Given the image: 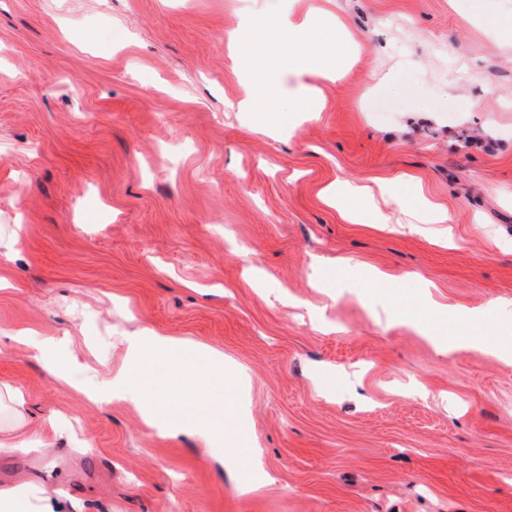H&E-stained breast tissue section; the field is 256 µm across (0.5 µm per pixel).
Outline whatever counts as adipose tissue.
Instances as JSON below:
<instances>
[{
    "label": "adipose tissue",
    "mask_w": 512,
    "mask_h": 512,
    "mask_svg": "<svg viewBox=\"0 0 512 512\" xmlns=\"http://www.w3.org/2000/svg\"><path fill=\"white\" fill-rule=\"evenodd\" d=\"M326 16V11L310 7L298 14H288L276 25L267 27L261 26L253 17L244 18L241 48L235 56V64L249 76L250 82L239 101L240 111H277L273 90L288 77L318 74L330 80L335 79L346 51L338 45L332 30L324 27ZM302 40L329 44L331 52L317 56L292 51V44ZM261 43H278L287 46L288 51L269 65L256 53ZM413 191L412 185L392 180L379 181L375 187L369 188L339 178L324 189L323 196L327 204L338 209L346 221L353 224H379L383 221L381 212L371 207L356 208L354 201L357 197L376 195L399 204L406 201ZM0 408L6 410L8 418L7 424L0 427V456L29 449L31 441L26 429L31 421L25 412L23 394L11 384L0 382ZM43 492L42 486L26 480L0 483V512H39Z\"/></svg>",
    "instance_id": "obj_1"
}]
</instances>
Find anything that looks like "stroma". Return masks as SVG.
I'll return each instance as SVG.
<instances>
[{
	"label": "stroma",
	"instance_id": "35a3bbf8",
	"mask_svg": "<svg viewBox=\"0 0 512 512\" xmlns=\"http://www.w3.org/2000/svg\"><path fill=\"white\" fill-rule=\"evenodd\" d=\"M288 2L0 0V381L43 444L0 483H43L44 512H512V365L412 326L512 341V41L478 14L512 0H327L351 59L276 128L238 111L230 36ZM339 176L412 180L450 220L348 223ZM495 298L479 325L436 310ZM21 330L72 339L70 382ZM137 330L237 368L268 480L86 398Z\"/></svg>",
	"mask_w": 512,
	"mask_h": 512
}]
</instances>
